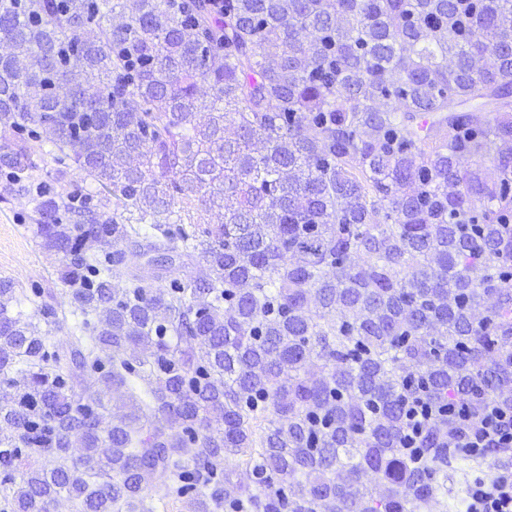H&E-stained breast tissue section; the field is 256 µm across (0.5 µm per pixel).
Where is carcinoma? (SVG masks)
<instances>
[{
    "label": "carcinoma",
    "instance_id": "carcinoma-1",
    "mask_svg": "<svg viewBox=\"0 0 512 512\" xmlns=\"http://www.w3.org/2000/svg\"><path fill=\"white\" fill-rule=\"evenodd\" d=\"M0 172V512H422L512 407V0H0ZM1 190L0 196L6 199H0V279L11 280L20 293L35 300L26 305L27 311L34 322L45 328L41 303L58 311L60 305L67 307V287L58 279L63 255L47 250L36 236L27 199L12 194L8 188ZM33 288H42L44 297L35 298ZM47 291L52 292L53 299L47 297ZM465 434L458 427L448 430V447L469 448V454L483 456L488 449L512 451V409L494 404L468 418H464Z\"/></svg>",
    "mask_w": 512,
    "mask_h": 512
}]
</instances>
